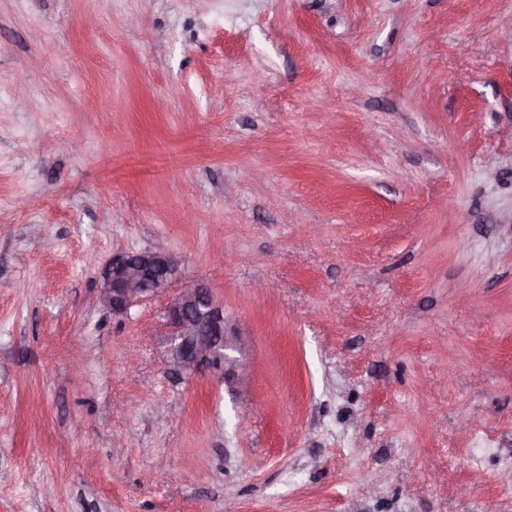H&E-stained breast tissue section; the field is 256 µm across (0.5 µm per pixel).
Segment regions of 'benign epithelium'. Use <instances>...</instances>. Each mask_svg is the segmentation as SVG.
<instances>
[{
	"mask_svg": "<svg viewBox=\"0 0 512 512\" xmlns=\"http://www.w3.org/2000/svg\"><path fill=\"white\" fill-rule=\"evenodd\" d=\"M167 295L173 370L193 376L208 370L226 381L234 377L236 359L227 350L237 336L227 326L224 304L207 284L188 277L164 246L117 252L104 266L99 302L115 317L126 318L132 308Z\"/></svg>",
	"mask_w": 512,
	"mask_h": 512,
	"instance_id": "7a95c632",
	"label": "benign epithelium"
}]
</instances>
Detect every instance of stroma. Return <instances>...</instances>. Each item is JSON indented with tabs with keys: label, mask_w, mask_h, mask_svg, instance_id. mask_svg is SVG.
I'll return each instance as SVG.
<instances>
[{
	"label": "stroma",
	"mask_w": 512,
	"mask_h": 512,
	"mask_svg": "<svg viewBox=\"0 0 512 512\" xmlns=\"http://www.w3.org/2000/svg\"><path fill=\"white\" fill-rule=\"evenodd\" d=\"M510 16L0 0V512H512ZM159 242L233 382L100 305Z\"/></svg>",
	"instance_id": "stroma-1"
}]
</instances>
